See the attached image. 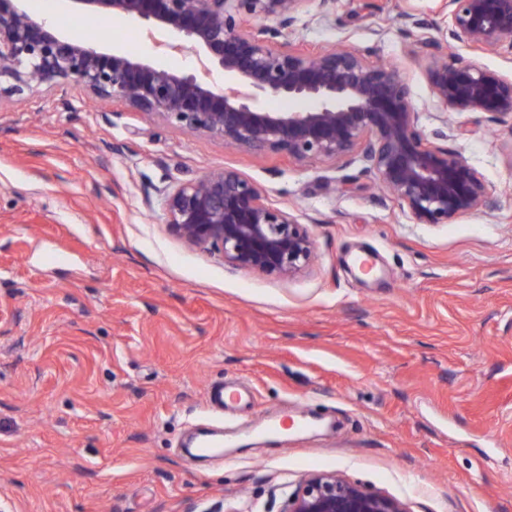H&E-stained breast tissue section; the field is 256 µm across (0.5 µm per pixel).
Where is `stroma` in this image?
Listing matches in <instances>:
<instances>
[{
  "instance_id": "35a3bbf8",
  "label": "stroma",
  "mask_w": 512,
  "mask_h": 512,
  "mask_svg": "<svg viewBox=\"0 0 512 512\" xmlns=\"http://www.w3.org/2000/svg\"><path fill=\"white\" fill-rule=\"evenodd\" d=\"M65 33L147 61L139 26L29 0ZM442 0H309L315 49L401 65L427 136L444 134L498 208L414 223L360 164L261 157L123 104L45 90L0 105V499L14 512H278L316 471L411 512H512V118L450 112L400 14ZM237 170L316 241L295 278L225 266L167 224L158 187ZM249 406L205 412L215 383ZM318 423L291 429L296 416ZM230 436L224 453L190 435Z\"/></svg>"
}]
</instances>
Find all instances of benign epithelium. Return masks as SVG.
Listing matches in <instances>:
<instances>
[{
	"label": "benign epithelium",
	"instance_id": "1",
	"mask_svg": "<svg viewBox=\"0 0 512 512\" xmlns=\"http://www.w3.org/2000/svg\"><path fill=\"white\" fill-rule=\"evenodd\" d=\"M24 0H0V103L38 88L124 103L131 111L222 140L254 155L286 153L300 161L362 164L417 224H449L496 209L480 174L459 152L429 140L418 126L400 65L372 63L360 51H314L288 37L309 0H60L78 11L147 24L163 52L191 49L198 68L182 73L99 40L66 36L31 14ZM415 53L428 61L433 97L455 112L512 116V79L448 44L492 54L512 39V0H448L442 37L414 11L403 14ZM275 25L269 26L267 22ZM224 70V88L206 80ZM270 98L301 100L299 111L269 109ZM167 225L188 245L224 264L263 276L307 272L315 242L305 225L275 207L232 169H216L160 190ZM282 512H410L403 501L334 472L307 476Z\"/></svg>",
	"mask_w": 512,
	"mask_h": 512
}]
</instances>
